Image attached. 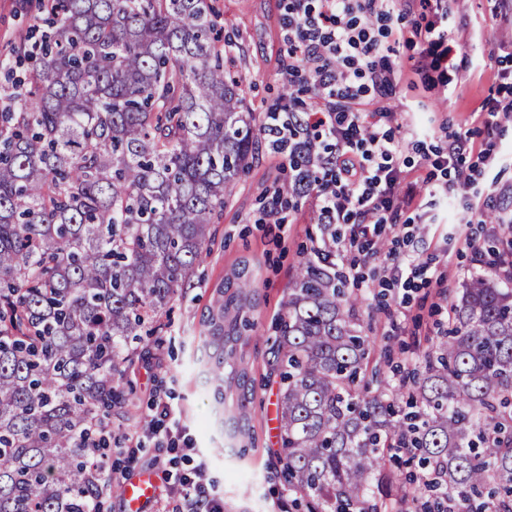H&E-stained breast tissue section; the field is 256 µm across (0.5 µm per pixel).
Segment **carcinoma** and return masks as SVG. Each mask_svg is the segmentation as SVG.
<instances>
[{"mask_svg":"<svg viewBox=\"0 0 512 512\" xmlns=\"http://www.w3.org/2000/svg\"><path fill=\"white\" fill-rule=\"evenodd\" d=\"M207 0H42L0 61V512H88L94 423L129 401L128 339L162 326L263 127ZM41 37L33 38L34 33ZM306 259L271 346L278 462L308 512H512V288L478 276L411 388L367 372L364 297ZM240 261L203 318L212 399L254 447ZM421 474L392 483L399 452Z\"/></svg>","mask_w":512,"mask_h":512,"instance_id":"obj_1","label":"carcinoma"}]
</instances>
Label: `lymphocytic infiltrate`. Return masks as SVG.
<instances>
[{"mask_svg": "<svg viewBox=\"0 0 512 512\" xmlns=\"http://www.w3.org/2000/svg\"><path fill=\"white\" fill-rule=\"evenodd\" d=\"M397 0H288L282 36L288 46L290 77L305 76L313 99L308 108L287 119L266 120L274 150L316 155L323 176L308 182L302 172L293 179L303 196L314 198L324 224H344L352 246L367 249L381 225L392 223L393 201L400 184L398 159L403 143L385 125L392 119L390 97L396 93L391 24ZM428 20L413 24L421 53L441 77L449 75L453 54L448 9L442 0H420ZM150 421L164 433L167 445L196 454L181 414L158 400ZM208 467L200 458L190 472L177 475L186 487L187 512H224L203 477Z\"/></svg>", "mask_w": 512, "mask_h": 512, "instance_id": "obj_1", "label": "lymphocytic infiltrate"}]
</instances>
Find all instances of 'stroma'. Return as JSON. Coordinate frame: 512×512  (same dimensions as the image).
<instances>
[{"mask_svg":"<svg viewBox=\"0 0 512 512\" xmlns=\"http://www.w3.org/2000/svg\"><path fill=\"white\" fill-rule=\"evenodd\" d=\"M214 20L228 42L226 56L242 78L245 105L257 118L280 103L284 90H298L302 81L288 82L282 72L287 59L280 20L287 0H210ZM39 0L20 10L18 0H0V58L25 37L29 14ZM456 50L452 86L436 83L432 70L421 69L420 46L415 40L400 43L395 58L397 94L394 104L404 113L409 128L396 129L405 140L398 166L400 183L414 190L413 205L395 202L396 223L380 227L378 239L386 251L405 258L410 285L404 299H396L390 274L378 262L365 260L351 249L337 252V271L366 298L360 313L364 332L375 347L371 365L390 371L392 366L421 363L425 351L448 329V308L464 282L477 275L498 277L497 263L511 235L498 218L512 210V119H500L487 131L476 112L483 101L512 96V21L505 19L499 0H451ZM466 139L467 165L476 174L466 197L483 207V221L462 226L466 197L436 193L446 180L432 160L445 154L456 138ZM491 161H482V154ZM288 177L282 156L268 138H261L215 224V245L197 266L193 277L172 304L161 329L135 341V363L128 368L124 389L130 395L127 413L112 415V476L124 480L152 471L158 491L146 512H179L183 505L173 474L190 470L191 460L181 452L155 448L143 437L150 407L163 397L181 413V422L196 438L210 460L207 477L224 512H304L297 494L285 482L275 456L279 431L269 410L279 398V379L269 373V337L276 334L282 302L301 262L323 244L313 209L307 200L297 206L276 203L279 187ZM476 238L485 253L475 264L464 237ZM248 261L258 283L256 330L249 341L251 375L256 383L252 425L256 446L238 456L222 426L223 413L214 409L210 375L200 362L198 341L202 316L226 273Z\"/></svg>","mask_w":512,"mask_h":512,"instance_id":"obj_1","label":"stroma"}]
</instances>
